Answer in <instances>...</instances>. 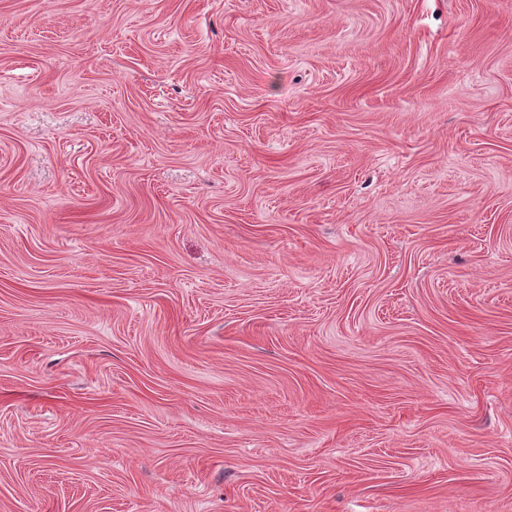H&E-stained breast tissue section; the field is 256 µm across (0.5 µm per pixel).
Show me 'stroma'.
I'll return each instance as SVG.
<instances>
[{
	"label": "stroma",
	"mask_w": 512,
	"mask_h": 512,
	"mask_svg": "<svg viewBox=\"0 0 512 512\" xmlns=\"http://www.w3.org/2000/svg\"><path fill=\"white\" fill-rule=\"evenodd\" d=\"M0 512H512V0H0Z\"/></svg>",
	"instance_id": "stroma-1"
}]
</instances>
